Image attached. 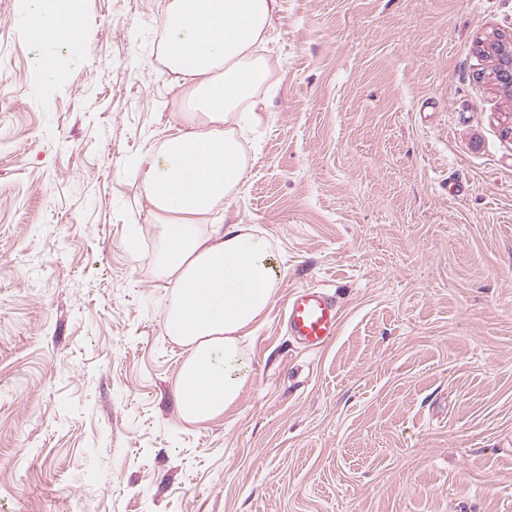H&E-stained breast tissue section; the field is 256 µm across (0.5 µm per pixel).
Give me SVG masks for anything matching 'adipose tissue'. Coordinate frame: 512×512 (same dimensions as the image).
<instances>
[{
  "label": "adipose tissue",
  "mask_w": 512,
  "mask_h": 512,
  "mask_svg": "<svg viewBox=\"0 0 512 512\" xmlns=\"http://www.w3.org/2000/svg\"><path fill=\"white\" fill-rule=\"evenodd\" d=\"M280 0H168L162 60L198 112L157 147L142 183L161 227L157 265L172 288L163 331L187 355L174 394L184 421L234 406L249 380L243 345L278 287L271 242L246 224H212L248 173L241 139L256 90L270 75L257 49L270 39ZM78 0H27L21 21L45 42L83 43Z\"/></svg>",
  "instance_id": "obj_1"
}]
</instances>
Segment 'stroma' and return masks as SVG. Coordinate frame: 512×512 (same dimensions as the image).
<instances>
[{"label": "stroma", "mask_w": 512, "mask_h": 512, "mask_svg": "<svg viewBox=\"0 0 512 512\" xmlns=\"http://www.w3.org/2000/svg\"><path fill=\"white\" fill-rule=\"evenodd\" d=\"M166 4L83 0L72 48L0 0V512H512V96L480 53L512 0H281L213 215L271 241L278 288L198 424L139 171L192 110ZM300 286L341 306L316 353L285 330Z\"/></svg>", "instance_id": "1"}]
</instances>
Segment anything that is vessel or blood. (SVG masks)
Returning <instances> with one entry per match:
<instances>
[{
	"label": "vessel or blood",
	"instance_id": "obj_1",
	"mask_svg": "<svg viewBox=\"0 0 512 512\" xmlns=\"http://www.w3.org/2000/svg\"><path fill=\"white\" fill-rule=\"evenodd\" d=\"M340 307L335 295L314 286L293 292L288 300L289 336L302 349L317 351L337 335Z\"/></svg>",
	"mask_w": 512,
	"mask_h": 512
}]
</instances>
